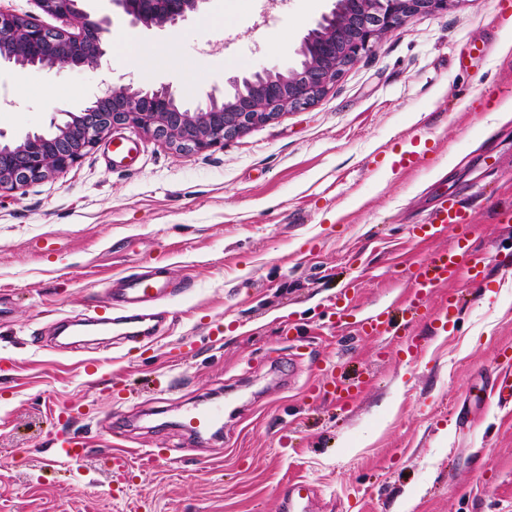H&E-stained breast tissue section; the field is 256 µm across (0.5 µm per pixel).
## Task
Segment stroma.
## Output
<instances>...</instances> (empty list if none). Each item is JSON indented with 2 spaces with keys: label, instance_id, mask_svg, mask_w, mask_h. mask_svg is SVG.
I'll use <instances>...</instances> for the list:
<instances>
[{
  "label": "stroma",
  "instance_id": "35a3bbf8",
  "mask_svg": "<svg viewBox=\"0 0 512 512\" xmlns=\"http://www.w3.org/2000/svg\"><path fill=\"white\" fill-rule=\"evenodd\" d=\"M331 0H210L162 31L114 17L97 69H0V129L19 138L112 85H172L188 104L261 67L292 63ZM512 10L457 0L382 38L313 106L183 155L127 126L64 174L0 194V512H282L289 481L314 512H512V404L498 402L512 347ZM482 59L459 68L470 42ZM134 145L124 160L112 144ZM419 161L400 168L401 149ZM459 199L480 283H453L446 329L401 309L409 267L453 235L416 240ZM177 286L146 353L111 335L64 340L114 274ZM354 314L392 308L394 335L327 328L343 289ZM310 342L296 358L282 327ZM362 386L343 407L305 388L323 370ZM127 388L113 394V379ZM224 405L223 434L175 426L182 404ZM171 458L113 490V422ZM87 438L56 457L63 432Z\"/></svg>",
  "mask_w": 512,
  "mask_h": 512
}]
</instances>
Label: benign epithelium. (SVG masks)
Masks as SVG:
<instances>
[{
    "label": "benign epithelium",
    "instance_id": "obj_1",
    "mask_svg": "<svg viewBox=\"0 0 512 512\" xmlns=\"http://www.w3.org/2000/svg\"><path fill=\"white\" fill-rule=\"evenodd\" d=\"M41 9L74 28L50 27L0 8V66L97 68L106 55L111 20L83 8L84 0H38ZM133 28L163 30L200 11L209 0H110ZM451 0H334L304 36L300 60L282 70L262 69L228 80L230 90H212L193 108L172 85L134 89L112 86L78 112L52 117L47 132L13 139L0 130V193L60 175L112 128L129 126L151 134L180 153L240 137L286 110L317 102L344 69L373 52L381 38L415 17L448 9Z\"/></svg>",
    "mask_w": 512,
    "mask_h": 512
}]
</instances>
